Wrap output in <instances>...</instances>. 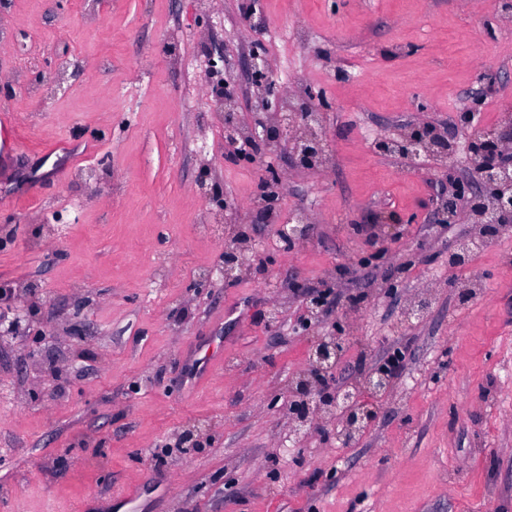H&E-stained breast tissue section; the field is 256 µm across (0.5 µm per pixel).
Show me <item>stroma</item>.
Returning a JSON list of instances; mask_svg holds the SVG:
<instances>
[{"label":"stroma","mask_w":512,"mask_h":512,"mask_svg":"<svg viewBox=\"0 0 512 512\" xmlns=\"http://www.w3.org/2000/svg\"><path fill=\"white\" fill-rule=\"evenodd\" d=\"M241 3L0 0V114L18 123L0 146V322L30 312L0 339V512H512V226L449 268L471 227L434 208L469 167L368 148L420 123L462 139L475 101L473 127L500 128L501 0H257L260 35ZM254 52L283 90L323 92V167L295 166L285 141L227 154L211 90L231 78L254 121ZM297 211L310 231L287 249ZM234 234L260 244L247 272L198 287ZM329 286L298 330L303 290ZM424 292L428 315L405 323ZM336 324L342 382L397 347L405 369L352 445L335 410L283 451L290 387ZM188 429L207 436L186 457Z\"/></svg>","instance_id":"obj_1"}]
</instances>
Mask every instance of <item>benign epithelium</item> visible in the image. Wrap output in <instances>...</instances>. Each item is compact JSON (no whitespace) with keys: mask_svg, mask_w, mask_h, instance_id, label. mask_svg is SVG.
Listing matches in <instances>:
<instances>
[{"mask_svg":"<svg viewBox=\"0 0 512 512\" xmlns=\"http://www.w3.org/2000/svg\"><path fill=\"white\" fill-rule=\"evenodd\" d=\"M249 68L256 85L263 91L264 103H269L271 97L278 98V88L271 79V66L267 60L255 52L250 57ZM214 103L224 112V142L231 155H239L248 142H263L270 146L283 139L292 143L296 164L302 168H314L324 155L326 142L320 127L324 98L320 93L309 90L297 97L293 112L287 115L276 112L273 123L259 122L246 128L234 118L235 104L230 94H217ZM486 142L496 144L501 152L511 151L512 120L494 131H473L465 145L466 161L473 179L457 184L439 198L436 206L440 224H456L461 212L467 211L472 223L478 225V236L483 241L492 237L490 225L512 223V156L498 165L486 164L482 149ZM456 150L457 143L448 134L434 127L426 133L419 125L397 129L372 142V151L376 153L411 160L423 155L452 159ZM308 231L309 226L303 218L298 220V224L283 228L284 246L304 239ZM245 251V243L239 238L224 247L221 263L216 268L220 278L226 282L238 279L244 270ZM346 344L345 330L337 325L313 346L309 368L291 390L289 438L301 441L317 416L340 405L344 409L342 436L345 447L356 433L370 427L379 418V405L361 399L359 390L326 385L327 380L335 377L338 360ZM394 380L395 375L391 371L379 370L365 379L363 388L382 399L391 391ZM200 449V434L184 432L179 443L180 452L189 456Z\"/></svg>","mask_w":512,"mask_h":512,"instance_id":"1","label":"benign epithelium"}]
</instances>
